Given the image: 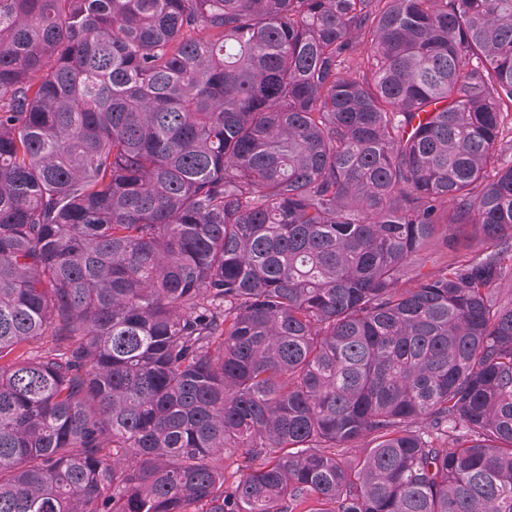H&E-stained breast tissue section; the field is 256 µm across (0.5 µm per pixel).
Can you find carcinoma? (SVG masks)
Wrapping results in <instances>:
<instances>
[{
    "label": "carcinoma",
    "instance_id": "cac0c4a2",
    "mask_svg": "<svg viewBox=\"0 0 512 512\" xmlns=\"http://www.w3.org/2000/svg\"><path fill=\"white\" fill-rule=\"evenodd\" d=\"M511 151L512 0H0V512H512Z\"/></svg>",
    "mask_w": 512,
    "mask_h": 512
}]
</instances>
